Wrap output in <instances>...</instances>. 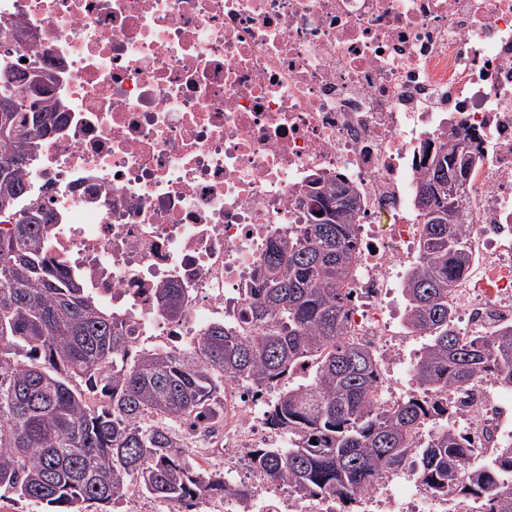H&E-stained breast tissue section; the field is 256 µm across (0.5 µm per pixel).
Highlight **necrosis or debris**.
<instances>
[{"label": "necrosis or debris", "instance_id": "4bbe7bcc", "mask_svg": "<svg viewBox=\"0 0 512 512\" xmlns=\"http://www.w3.org/2000/svg\"><path fill=\"white\" fill-rule=\"evenodd\" d=\"M0 79L42 73L57 125L25 171L52 212L48 255L120 320L138 350L187 353L235 323L269 246L306 221L309 182L359 208L347 334L389 376L404 356L389 302L422 238L424 146L479 152L468 208L477 255L448 299L470 331L512 322V0H0ZM176 288L170 319L158 293ZM275 389L224 384V422L185 425L189 454H224L254 512H339L250 471L280 448ZM477 450L512 415L471 389Z\"/></svg>", "mask_w": 512, "mask_h": 512}]
</instances>
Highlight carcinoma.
I'll use <instances>...</instances> for the list:
<instances>
[{
	"label": "carcinoma",
	"instance_id": "cac0c4a2",
	"mask_svg": "<svg viewBox=\"0 0 512 512\" xmlns=\"http://www.w3.org/2000/svg\"><path fill=\"white\" fill-rule=\"evenodd\" d=\"M29 86L0 96L16 106L0 112V223L12 224L0 236V498L13 494L54 512H111L132 487L174 509L224 496V474L195 467L174 427L216 417L224 380L235 379L287 384L266 421L288 434V447L252 448L249 462L299 499L353 504L409 464L434 496L512 512V442L476 464L468 436L441 427L409 460L420 426L462 411L448 392L487 379L512 389V323L467 336L450 319L448 294L473 262L464 176L477 158L464 141L439 143L416 186L420 258L402 291L407 327L428 337L413 370L422 393L380 406L377 358L344 340L349 300L341 285L353 273L357 241L350 188L316 180L307 222L269 246L240 326H209L187 355L136 351L112 313L46 254V210L32 201L19 207L23 172L58 117L46 96L25 103ZM453 176L463 181L450 202ZM159 299L165 316L181 314L178 289H160ZM305 365L313 383L290 385Z\"/></svg>",
	"mask_w": 512,
	"mask_h": 512
}]
</instances>
